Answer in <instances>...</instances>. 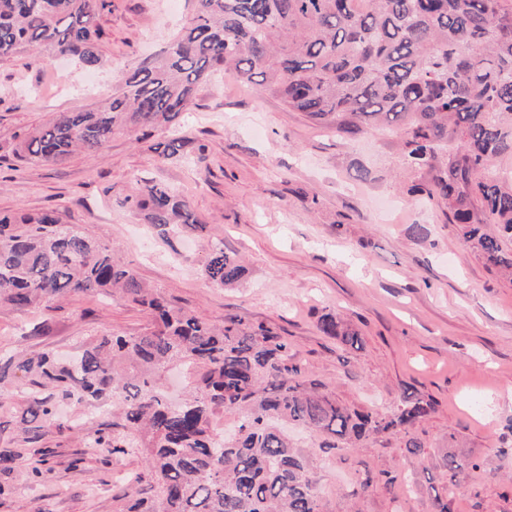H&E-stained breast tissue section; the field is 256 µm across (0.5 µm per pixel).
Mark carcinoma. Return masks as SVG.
<instances>
[{
  "instance_id": "carcinoma-1",
  "label": "carcinoma",
  "mask_w": 512,
  "mask_h": 512,
  "mask_svg": "<svg viewBox=\"0 0 512 512\" xmlns=\"http://www.w3.org/2000/svg\"><path fill=\"white\" fill-rule=\"evenodd\" d=\"M192 13L156 56L129 71L105 105L62 112L27 134L16 154L31 164L63 163L78 150L101 153L117 132L165 125L151 146L181 161L192 141L174 133L198 89L224 70L316 120L336 118L403 130L407 161L436 170L424 192L448 207L451 223L486 264L512 274V174L494 162L512 156V0H190ZM109 0H0V60L29 49L100 62ZM120 206L144 215L163 239L195 227L190 201L170 185L134 179ZM480 212L483 219L475 218ZM497 224L487 232L483 224ZM240 261L212 241L206 279L224 288L244 276ZM112 293L148 309L138 334L80 343L64 360L50 352L0 355V384L22 378L31 396L21 422L41 438L58 420L53 397L112 413V433L87 447L136 455L144 467L133 497L115 512H322L309 476L313 460L292 445L288 427L322 438L320 447L356 448L373 435L410 434L434 412L408 394L391 415L351 410L328 387L301 380L288 341L272 328L224 318L213 327L152 293L112 248L57 212L0 213V303L52 308L68 294ZM319 331L360 349L359 332L332 314ZM234 419L231 437L216 424ZM48 451L0 448V496L15 466L31 473ZM435 512H452L457 477L479 464L450 454Z\"/></svg>"
}]
</instances>
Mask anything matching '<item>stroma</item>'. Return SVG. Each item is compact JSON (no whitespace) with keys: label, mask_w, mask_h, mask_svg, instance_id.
I'll return each mask as SVG.
<instances>
[{"label":"stroma","mask_w":512,"mask_h":512,"mask_svg":"<svg viewBox=\"0 0 512 512\" xmlns=\"http://www.w3.org/2000/svg\"><path fill=\"white\" fill-rule=\"evenodd\" d=\"M190 9L189 0H112L92 71L31 50L0 62V211L56 210L201 320L267 324L287 339L303 375L348 408L389 415L404 392L432 398L434 413L413 429L417 450L396 431L327 451L294 431L316 458L310 477L323 512H433V479L451 453L480 465L461 476L453 512H512V282L487 269L444 204L410 194L433 173L407 164L399 130L322 124L225 74L200 88L182 119L201 162L160 160L150 147L168 133L156 128L139 141L113 135L104 154L80 150L61 164L16 158L35 127L110 97ZM91 77L98 86L88 95L81 86ZM137 177L182 191L202 229L167 242L120 208ZM217 236L246 267L237 287H213L203 274ZM329 313L360 330L362 349L319 332ZM148 323L141 306L104 294L70 296L50 310L0 304V352L69 354L81 340L136 334ZM27 400L18 384L0 386V448L26 447ZM57 407L63 426L40 442L49 451L41 477L14 469L15 491L0 497V512H113L129 490L125 475L141 469L139 457L87 448L89 435L111 431V415L69 400ZM386 471L402 484L386 486Z\"/></svg>","instance_id":"stroma-1"}]
</instances>
